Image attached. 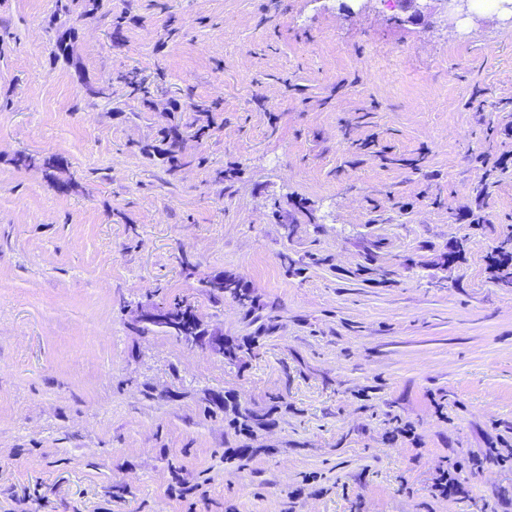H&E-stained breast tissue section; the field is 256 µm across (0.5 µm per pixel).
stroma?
I'll use <instances>...</instances> for the list:
<instances>
[{
  "instance_id": "1",
  "label": "stroma",
  "mask_w": 512,
  "mask_h": 512,
  "mask_svg": "<svg viewBox=\"0 0 512 512\" xmlns=\"http://www.w3.org/2000/svg\"><path fill=\"white\" fill-rule=\"evenodd\" d=\"M99 4L66 63L0 0V512H512L506 15ZM177 300L237 357L138 322Z\"/></svg>"
}]
</instances>
